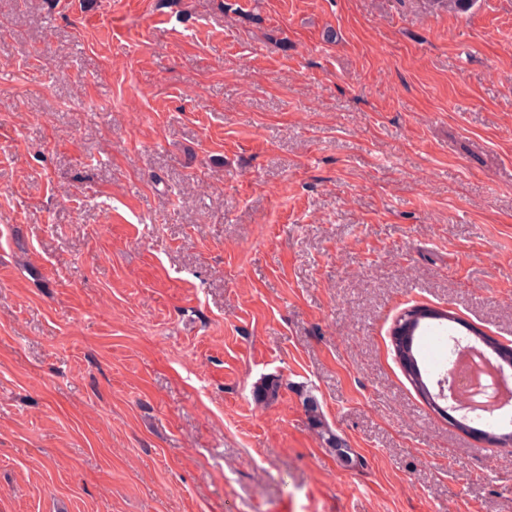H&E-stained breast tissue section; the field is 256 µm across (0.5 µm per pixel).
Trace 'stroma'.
<instances>
[{"label": "stroma", "mask_w": 512, "mask_h": 512, "mask_svg": "<svg viewBox=\"0 0 512 512\" xmlns=\"http://www.w3.org/2000/svg\"><path fill=\"white\" fill-rule=\"evenodd\" d=\"M413 305L512 343V0H0V512H512ZM429 322H432V321L427 320L425 318H420L417 321L415 329L413 331V334L410 336V339H409V352H410V355L412 357L413 364H414V372L412 374L406 372L405 369L401 366V364L399 362L398 354H397V346L393 340V336L390 337V343H391L392 351H393L398 363L400 364L406 378L411 383V385L416 390V392L419 395H420V393L428 394L436 404L441 406L438 402L440 400L439 395L437 393H433L431 391L430 386H429V384H430L429 376L426 372L422 371L421 366L418 361V358L416 356V350H415V339H416L417 335H419L420 330ZM304 405L308 420L311 425L318 430V434L322 438V441L327 447L332 448L347 464H351L353 462L350 455L351 449L348 448L346 440L335 433L327 424L322 412L320 411L316 398L308 395L304 401Z\"/></svg>", "instance_id": "stroma-1"}]
</instances>
